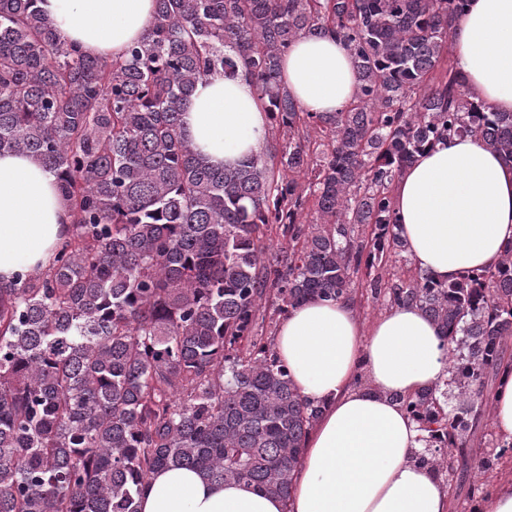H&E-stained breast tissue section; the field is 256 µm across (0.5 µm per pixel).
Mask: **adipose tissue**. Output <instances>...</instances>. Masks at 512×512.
Here are the masks:
<instances>
[{
  "mask_svg": "<svg viewBox=\"0 0 512 512\" xmlns=\"http://www.w3.org/2000/svg\"><path fill=\"white\" fill-rule=\"evenodd\" d=\"M69 42L118 57L142 39L154 0H37ZM454 64L479 100L512 112V0H467L451 39ZM282 80L303 109L339 112L355 95L349 52L332 36L296 40ZM182 132L215 166L258 154L269 115L250 78L216 73L199 82ZM397 232L413 266L441 282L494 269L512 245V167L473 136L416 156L392 191ZM55 177L29 156L0 153V286L48 265L68 229ZM277 355L300 394L321 406L294 475L290 501L195 470L151 476L140 512H450V492L430 463L402 398L441 387L448 345L418 307L393 306L363 325L347 301L308 300L281 321ZM366 383L354 386L358 372Z\"/></svg>",
  "mask_w": 512,
  "mask_h": 512,
  "instance_id": "adipose-tissue-1",
  "label": "adipose tissue"
}]
</instances>
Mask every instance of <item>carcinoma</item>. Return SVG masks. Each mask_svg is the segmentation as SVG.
Here are the masks:
<instances>
[{
    "label": "carcinoma",
    "instance_id": "cac0c4a2",
    "mask_svg": "<svg viewBox=\"0 0 512 512\" xmlns=\"http://www.w3.org/2000/svg\"><path fill=\"white\" fill-rule=\"evenodd\" d=\"M464 0H155L144 37L108 60L66 44L36 0H0V153L54 173L71 221L49 264L0 288V512H139L160 469L191 468L290 499L306 402L259 323L309 299L416 305L448 341L459 404L394 396L437 473L489 418L512 362V245L494 270L443 283L382 271L405 246L391 187L415 157L477 136L512 165V112L451 61ZM348 48L354 100L305 111L289 46ZM252 78L263 153L218 168L181 132L196 84ZM278 243L272 244V237ZM512 459L499 439L477 467Z\"/></svg>",
    "mask_w": 512,
    "mask_h": 512
}]
</instances>
